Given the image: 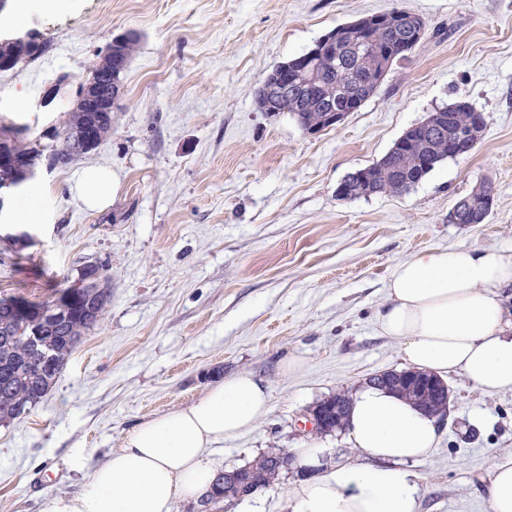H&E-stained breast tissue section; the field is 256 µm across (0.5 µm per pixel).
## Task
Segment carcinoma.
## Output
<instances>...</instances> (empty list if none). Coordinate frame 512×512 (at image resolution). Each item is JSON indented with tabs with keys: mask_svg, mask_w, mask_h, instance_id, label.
Here are the masks:
<instances>
[{
	"mask_svg": "<svg viewBox=\"0 0 512 512\" xmlns=\"http://www.w3.org/2000/svg\"><path fill=\"white\" fill-rule=\"evenodd\" d=\"M400 22L387 28L374 30V43L367 47L348 40L338 48L312 60V67L299 84L281 92L276 89L275 71H270L258 89L262 95L273 89L271 98L277 112H287L303 131L311 128L328 129L325 119L329 108L341 107L345 102L357 99L364 103L370 99L382 83V72H390L393 65L408 59L415 49L409 47L412 38V14L399 12ZM83 122L95 117L93 126L101 137L112 130V116L107 112H75ZM484 120L473 105L459 99L435 110L423 124L408 128L404 139L413 142L414 151L407 154L393 146L378 161L366 167L372 176L370 190H360V183L341 180L336 196L341 200L354 201L377 194H402L416 186L439 164L453 158L452 149L465 148L468 157L480 142ZM14 151L27 155L34 161L42 159L41 150L34 142L17 136L12 142ZM465 203L448 214L451 224H484L491 212L492 187L483 184L463 197ZM100 287L90 291H77L67 287L60 292L64 297L74 294L70 301L67 318L59 321H42V305L33 304L21 296L0 298V423H8L30 413L43 399L61 376L69 356L80 343L82 336L96 326L88 320L89 312L97 313L103 320L110 299V276L99 278ZM31 308L29 319L16 317L19 308ZM52 356L54 365L48 367L43 358ZM401 395L422 407L433 406L441 411L448 408V390L440 389L432 396L416 389L404 388ZM286 454L280 448H271L255 460L244 465L243 473L224 483L219 474L212 481L214 501L225 508L244 501L267 488L279 479L277 468L279 455Z\"/></svg>",
	"mask_w": 512,
	"mask_h": 512,
	"instance_id": "cac0c4a2",
	"label": "carcinoma"
}]
</instances>
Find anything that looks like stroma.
<instances>
[{
  "instance_id": "35a3bbf8",
  "label": "stroma",
  "mask_w": 512,
  "mask_h": 512,
  "mask_svg": "<svg viewBox=\"0 0 512 512\" xmlns=\"http://www.w3.org/2000/svg\"><path fill=\"white\" fill-rule=\"evenodd\" d=\"M399 8L425 19L413 57L335 128L307 134L255 104L272 67L337 25ZM41 46L0 72V125L42 139L67 121L85 62L139 33L112 131L64 168L39 162L24 189L40 216L0 215V297L54 298L85 260L106 263V319L87 331L32 412L0 424V512H40L77 491L140 422L250 374L270 392L257 427L217 442L220 470L271 448H321L314 471L351 457L345 432L302 431L305 416L375 373L402 370L378 318L395 266L438 246L512 254V0H16ZM483 113L471 155L438 165L402 195L344 201L336 187L412 125L457 99ZM112 171V203L84 208L76 171ZM493 188L487 223L452 224L454 203ZM301 371L284 372L288 358ZM450 411L416 464L420 512H491L493 464L512 452V392L447 376ZM297 473L228 512H288Z\"/></svg>"
}]
</instances>
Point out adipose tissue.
<instances>
[{"label": "adipose tissue", "instance_id": "adipose-tissue-1", "mask_svg": "<svg viewBox=\"0 0 512 512\" xmlns=\"http://www.w3.org/2000/svg\"><path fill=\"white\" fill-rule=\"evenodd\" d=\"M73 192L85 208H106L111 170H82ZM510 285L512 256L464 245L430 249L394 269L379 328L400 344L407 367L459 372L488 394L512 391V311L500 294ZM268 406L253 376L211 385L190 405L139 423L78 492L47 495L41 512H174L208 488L215 466L207 448L255 426ZM346 434L356 461L299 482L290 512H419L410 465L434 451L435 417L366 383L352 394Z\"/></svg>", "mask_w": 512, "mask_h": 512}]
</instances>
